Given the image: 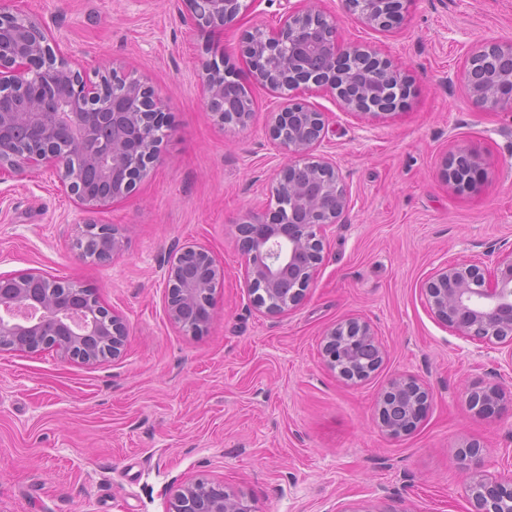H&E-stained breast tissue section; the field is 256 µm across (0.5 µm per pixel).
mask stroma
I'll list each match as a JSON object with an SVG mask.
<instances>
[{
	"label": "stroma",
	"mask_w": 512,
	"mask_h": 512,
	"mask_svg": "<svg viewBox=\"0 0 512 512\" xmlns=\"http://www.w3.org/2000/svg\"><path fill=\"white\" fill-rule=\"evenodd\" d=\"M224 31L194 27L181 0H16L87 73L114 62L160 96L170 128L135 190L84 213L51 172L0 175V273L38 270L94 290L131 325L124 353L89 366L54 350L0 352V512H166L198 479L251 497L259 512H469L467 442L492 474H512V401L471 410L473 386L512 388L501 353L482 355L429 311L420 285L443 263H490L512 246V112L476 107L458 80L467 46L512 38V0H412L382 33L340 17V39L403 69L412 92L396 112L358 118L323 89L305 100L326 115L321 153L349 194L343 223L304 301L256 310L235 224L274 206L286 157L269 131L282 98L250 79L238 43L276 25L285 0H246ZM222 55L246 81L253 117L220 125L201 63ZM459 148L485 170L459 194L441 177ZM118 228L112 259H83L86 222ZM194 242L224 269L207 330L191 335L165 311L168 259ZM359 315L387 360L347 385L325 365L324 332ZM431 390L416 430L392 438L375 418L394 375Z\"/></svg>",
	"instance_id": "stroma-1"
}]
</instances>
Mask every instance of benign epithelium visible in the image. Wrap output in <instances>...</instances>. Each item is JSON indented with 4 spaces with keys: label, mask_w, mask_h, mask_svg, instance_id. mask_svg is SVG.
Masks as SVG:
<instances>
[{
    "label": "benign epithelium",
    "mask_w": 512,
    "mask_h": 512,
    "mask_svg": "<svg viewBox=\"0 0 512 512\" xmlns=\"http://www.w3.org/2000/svg\"><path fill=\"white\" fill-rule=\"evenodd\" d=\"M0 0V173L52 170L61 186L88 214L133 192L156 160L166 119L154 89L123 68L104 66L89 77L65 55L37 17L13 11ZM192 23L218 32L244 9V0H184ZM411 0H345V13L364 25L389 31ZM240 51L251 77L280 94L288 104L272 113L271 135L288 155L277 173L276 207L246 215L235 224L238 249L245 257V280L257 309L270 314L290 310L305 298L324 260L327 228L341 223L348 209L347 189L336 162L314 151L325 138V114L300 91L315 86L334 95L353 115L394 112L411 92L405 74L392 64L339 39V20L316 0H298L276 27L246 33ZM208 105L222 125L244 126L252 116L246 86L229 78L219 63L203 64ZM461 77L472 101L485 109L512 111V38L488 39L465 53ZM24 125L34 132L29 149L9 138ZM93 167L112 179V194L91 196L83 184ZM443 176L455 191L470 192L483 178L479 157L459 150L446 158ZM123 237L113 226H96L79 256L90 252L106 260L121 250ZM169 321L196 334L210 323L216 288L224 268L203 247L187 245L164 272ZM425 302L442 323L487 352L508 348L512 359V246L497 252L493 270L480 263L437 267L422 283ZM130 333L127 320L109 311L94 293L77 283L54 280L30 270L0 274V352L37 353L54 349L64 357L94 365L120 357ZM327 366L346 383L374 375L385 352L371 325L358 316L329 328L322 338ZM498 387L473 388L469 406L479 413L503 400ZM430 391L416 376L398 375L382 390L378 423L400 437L413 431L428 408ZM470 512H512V475L475 471L466 487ZM168 512H259L253 501L220 484L197 480L179 486Z\"/></svg>",
    "instance_id": "benign-epithelium-1"
}]
</instances>
